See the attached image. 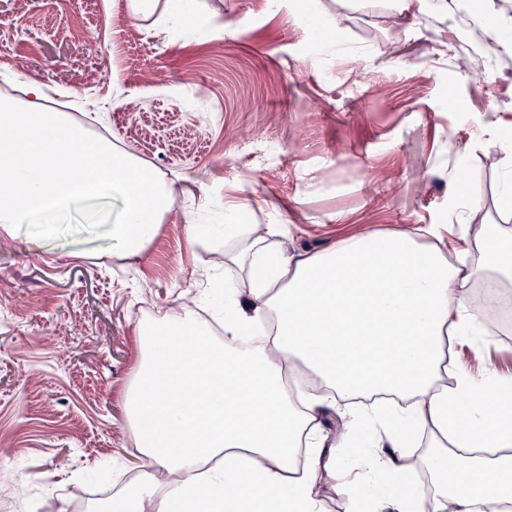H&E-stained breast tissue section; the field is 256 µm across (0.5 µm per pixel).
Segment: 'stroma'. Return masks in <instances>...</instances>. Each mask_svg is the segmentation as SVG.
<instances>
[{"mask_svg":"<svg viewBox=\"0 0 512 512\" xmlns=\"http://www.w3.org/2000/svg\"><path fill=\"white\" fill-rule=\"evenodd\" d=\"M478 16L426 12L389 28L393 0H194L180 33L130 14L127 0H0V88L36 80L22 105L56 112L152 167L173 197L158 236L128 259L88 232L28 252L0 240V512H94L136 469L124 393L139 360V308L159 316L224 241L190 240L188 221L286 224L316 252L365 226L456 225L468 201L502 218L512 171L492 128L512 91V55L457 59L484 36ZM272 141L278 157L260 153ZM470 182L457 190L459 162ZM449 369L512 378V322L452 345Z\"/></svg>","mask_w":512,"mask_h":512,"instance_id":"obj_1","label":"stroma"}]
</instances>
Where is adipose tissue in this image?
<instances>
[{
	"mask_svg": "<svg viewBox=\"0 0 512 512\" xmlns=\"http://www.w3.org/2000/svg\"><path fill=\"white\" fill-rule=\"evenodd\" d=\"M193 224L223 235L224 339L189 306L139 326L126 393L132 434L153 472L103 512H501L512 506V379L448 369V346L485 321L476 277L512 285V227L445 236L368 229L318 252L287 250L285 224ZM397 397L346 409L334 442L315 423L335 395ZM425 437L429 496L403 457ZM166 492H159L157 475Z\"/></svg>",
	"mask_w": 512,
	"mask_h": 512,
	"instance_id": "1",
	"label": "adipose tissue"
}]
</instances>
